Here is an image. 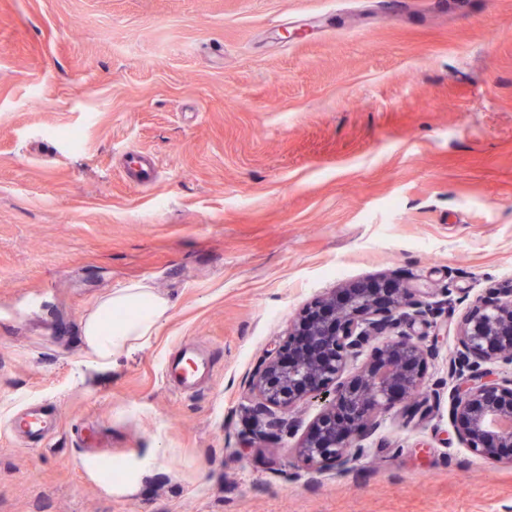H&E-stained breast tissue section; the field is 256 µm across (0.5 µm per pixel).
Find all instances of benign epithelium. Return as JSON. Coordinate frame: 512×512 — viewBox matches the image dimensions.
Masks as SVG:
<instances>
[{"label":"benign epithelium","instance_id":"7a95c632","mask_svg":"<svg viewBox=\"0 0 512 512\" xmlns=\"http://www.w3.org/2000/svg\"><path fill=\"white\" fill-rule=\"evenodd\" d=\"M434 311L422 289L403 281L390 288L349 285L319 298L247 379L258 420L250 444L281 442L297 403L324 395L323 409L292 451L312 469L349 471L380 418L429 385L415 327L430 324ZM378 339L375 362L351 372L364 347ZM457 341L448 416L459 426V441L481 459L512 464V453H504L512 448V378L487 367L512 365V289L477 300L458 326ZM287 347L295 356L285 362Z\"/></svg>","mask_w":512,"mask_h":512}]
</instances>
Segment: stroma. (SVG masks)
Returning <instances> with one entry per match:
<instances>
[{"instance_id":"1","label":"stroma","mask_w":512,"mask_h":512,"mask_svg":"<svg viewBox=\"0 0 512 512\" xmlns=\"http://www.w3.org/2000/svg\"><path fill=\"white\" fill-rule=\"evenodd\" d=\"M386 277L454 299L420 336L427 418L405 400L346 473L250 447L289 322ZM134 283L168 318L87 368L84 316ZM511 286L512 0H0V512H512L447 398L459 321ZM186 342L214 361L191 395L162 378ZM29 405L58 418L35 448ZM51 422L49 415L40 410L23 409L11 420V428L13 433L21 435L27 441L35 442L38 439V442Z\"/></svg>"}]
</instances>
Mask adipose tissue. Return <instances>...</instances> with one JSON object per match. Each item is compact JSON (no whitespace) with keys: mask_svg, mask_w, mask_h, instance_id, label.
Masks as SVG:
<instances>
[{"mask_svg":"<svg viewBox=\"0 0 512 512\" xmlns=\"http://www.w3.org/2000/svg\"><path fill=\"white\" fill-rule=\"evenodd\" d=\"M169 309L165 298L143 284L100 299L82 321L89 365L106 369L122 354L146 346Z\"/></svg>","mask_w":512,"mask_h":512,"instance_id":"adipose-tissue-1","label":"adipose tissue"}]
</instances>
